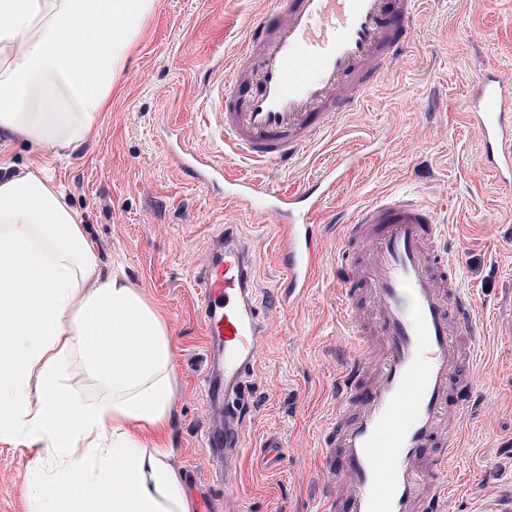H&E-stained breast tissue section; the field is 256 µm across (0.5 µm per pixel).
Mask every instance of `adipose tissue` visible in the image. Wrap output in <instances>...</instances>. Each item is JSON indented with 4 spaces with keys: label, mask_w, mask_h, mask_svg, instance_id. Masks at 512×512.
Wrapping results in <instances>:
<instances>
[{
    "label": "adipose tissue",
    "mask_w": 512,
    "mask_h": 512,
    "mask_svg": "<svg viewBox=\"0 0 512 512\" xmlns=\"http://www.w3.org/2000/svg\"><path fill=\"white\" fill-rule=\"evenodd\" d=\"M156 7L0 0V140L55 155L89 140ZM174 349L158 307L102 276L47 166L0 177V443L33 455L26 512H192L161 448Z\"/></svg>",
    "instance_id": "obj_1"
}]
</instances>
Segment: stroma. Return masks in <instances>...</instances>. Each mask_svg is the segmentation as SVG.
Segmentation results:
<instances>
[{
    "mask_svg": "<svg viewBox=\"0 0 512 512\" xmlns=\"http://www.w3.org/2000/svg\"><path fill=\"white\" fill-rule=\"evenodd\" d=\"M274 0H158L112 94V109L83 146L61 159L0 141L13 168L50 163L97 243L102 275L121 269L165 314L175 336L177 382L168 433L171 464L184 480L208 483L214 512H321L336 491L323 467L322 437L336 414L340 378L374 356L340 315L336 256L346 219L391 193H415L434 207L441 247L458 262L460 286L475 306L478 368L459 402L465 418L456 461L443 481L445 512H476L512 498V192L482 160L481 136L464 117L473 84L487 68L512 80V0H418L414 42L365 93L359 111L288 164L252 169L270 188L311 185L345 154L357 155L336 182L315 224L322 255L306 296L276 299L285 270L274 254L277 219L243 210L223 185L197 179L167 157L176 128L229 172L243 166L224 152L222 120L211 105L219 80L250 25L280 19ZM232 226L252 258L250 298L263 327L261 350L235 397L248 448L233 471L208 444L224 424V403L209 389L212 352L198 315L194 276L215 238ZM286 447L277 465L259 454L264 440ZM31 453L0 445V512H24Z\"/></svg>",
    "mask_w": 512,
    "mask_h": 512,
    "instance_id": "35a3bbf8",
    "label": "stroma"
}]
</instances>
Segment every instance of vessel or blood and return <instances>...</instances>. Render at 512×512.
<instances>
[{"mask_svg": "<svg viewBox=\"0 0 512 512\" xmlns=\"http://www.w3.org/2000/svg\"><path fill=\"white\" fill-rule=\"evenodd\" d=\"M415 0H285L283 19L257 22L231 60V77L214 87L224 149L248 164L287 163L297 152L357 110L367 86L387 73L412 43ZM468 120L481 134L482 158L499 185L512 188V82L484 72L472 90ZM204 177L223 178L227 197L249 208L275 200L284 217L277 253L286 266L282 303L301 299L314 278L320 246L313 221L335 183V171L298 192L272 194L259 177L201 160ZM441 230L427 205L404 195L359 208L349 219L341 296L353 311L358 292L381 347L372 376L360 366L344 375L336 422L325 437L326 464L344 483L325 512H435L445 485L426 483L425 451L439 468L456 458L463 379V338L475 309L463 294L454 257L441 249ZM249 251L219 236L210 263L195 275L200 319L224 351V393L233 395L258 354L262 328L249 300ZM410 297L411 311L399 305ZM239 416L224 405V465L235 467L244 442Z\"/></svg>", "mask_w": 512, "mask_h": 512, "instance_id": "1", "label": "vessel or blood"}]
</instances>
